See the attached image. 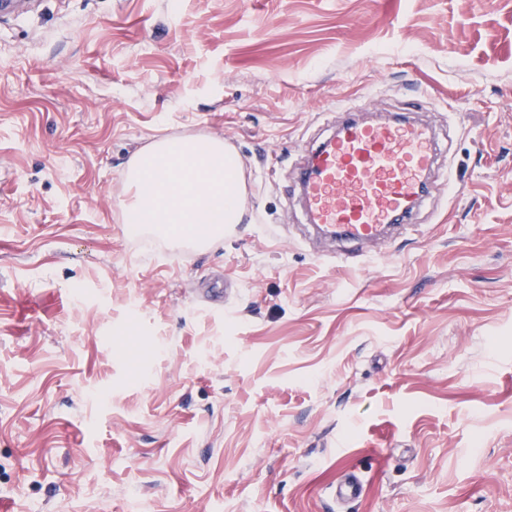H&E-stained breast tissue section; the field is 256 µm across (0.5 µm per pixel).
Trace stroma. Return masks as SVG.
Returning a JSON list of instances; mask_svg holds the SVG:
<instances>
[{
  "label": "stroma",
  "instance_id": "stroma-1",
  "mask_svg": "<svg viewBox=\"0 0 512 512\" xmlns=\"http://www.w3.org/2000/svg\"><path fill=\"white\" fill-rule=\"evenodd\" d=\"M448 133L368 263L305 235L344 109ZM215 136L240 224L123 222L131 156ZM232 282L222 312L196 294ZM360 498L332 496L343 471ZM512 512V0H33L0 19V512Z\"/></svg>",
  "mask_w": 512,
  "mask_h": 512
}]
</instances>
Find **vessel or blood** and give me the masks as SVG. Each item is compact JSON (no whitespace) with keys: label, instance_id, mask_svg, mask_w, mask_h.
Listing matches in <instances>:
<instances>
[{"label":"vessel or blood","instance_id":"vessel-or-blood-1","mask_svg":"<svg viewBox=\"0 0 512 512\" xmlns=\"http://www.w3.org/2000/svg\"><path fill=\"white\" fill-rule=\"evenodd\" d=\"M438 155L429 126L407 115L350 119L308 150L296 177L305 221L325 238L378 242L411 223L427 192ZM360 473L336 485L337 501L358 499Z\"/></svg>","mask_w":512,"mask_h":512}]
</instances>
